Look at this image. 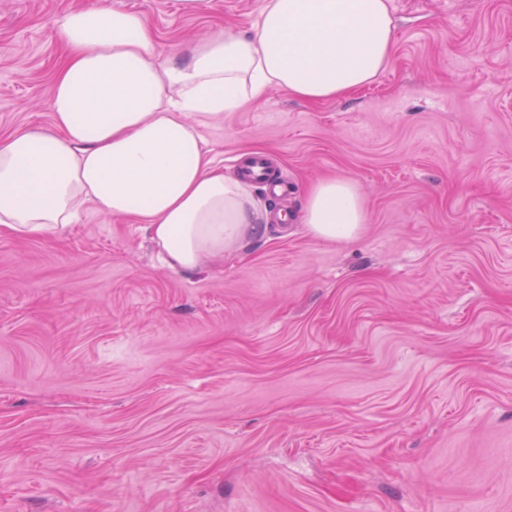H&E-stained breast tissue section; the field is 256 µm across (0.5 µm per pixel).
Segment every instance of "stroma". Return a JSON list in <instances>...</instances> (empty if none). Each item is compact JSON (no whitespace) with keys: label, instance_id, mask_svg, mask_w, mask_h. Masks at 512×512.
<instances>
[{"label":"stroma","instance_id":"stroma-1","mask_svg":"<svg viewBox=\"0 0 512 512\" xmlns=\"http://www.w3.org/2000/svg\"><path fill=\"white\" fill-rule=\"evenodd\" d=\"M0 0V136L48 125L55 21ZM164 45L248 31L261 0H109ZM391 62L354 94L281 90L204 129L287 197L223 264L160 260L87 208L0 234V512H512V0H390ZM366 220L315 238L306 189ZM366 218L365 202L351 179H325L305 193L301 224L317 238L329 241L354 238Z\"/></svg>","mask_w":512,"mask_h":512}]
</instances>
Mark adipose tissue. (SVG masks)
Wrapping results in <instances>:
<instances>
[{"label":"adipose tissue","mask_w":512,"mask_h":512,"mask_svg":"<svg viewBox=\"0 0 512 512\" xmlns=\"http://www.w3.org/2000/svg\"><path fill=\"white\" fill-rule=\"evenodd\" d=\"M65 48L51 124L0 138V231L64 234L86 207L146 224L174 269L223 262L268 214L208 156L201 130L275 89L307 102L347 96L391 61L388 0H262L251 30L187 49L160 44L144 16L107 0L61 15ZM365 202L325 179L299 214L317 238H354Z\"/></svg>","instance_id":"1"}]
</instances>
